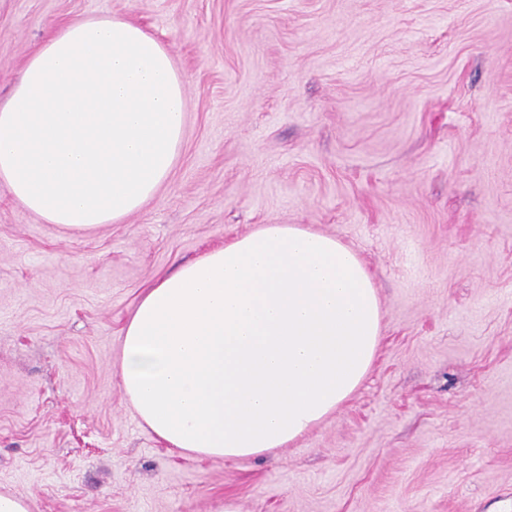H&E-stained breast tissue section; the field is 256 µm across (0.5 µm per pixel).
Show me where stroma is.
Listing matches in <instances>:
<instances>
[{"instance_id":"1","label":"stroma","mask_w":512,"mask_h":512,"mask_svg":"<svg viewBox=\"0 0 512 512\" xmlns=\"http://www.w3.org/2000/svg\"><path fill=\"white\" fill-rule=\"evenodd\" d=\"M125 16L187 126L157 197L69 234L0 184V491L30 512H512V0H0V102L48 27ZM263 224L375 275L377 358L257 458L168 446L119 383L157 274Z\"/></svg>"}]
</instances>
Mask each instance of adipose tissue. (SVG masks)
<instances>
[{"label": "adipose tissue", "instance_id": "1", "mask_svg": "<svg viewBox=\"0 0 512 512\" xmlns=\"http://www.w3.org/2000/svg\"><path fill=\"white\" fill-rule=\"evenodd\" d=\"M185 82L120 15L50 29L0 105V184L72 233L153 200L182 149ZM371 272L340 239L264 224L143 288L120 384L170 447L239 459L284 447L343 405L378 353Z\"/></svg>", "mask_w": 512, "mask_h": 512}]
</instances>
